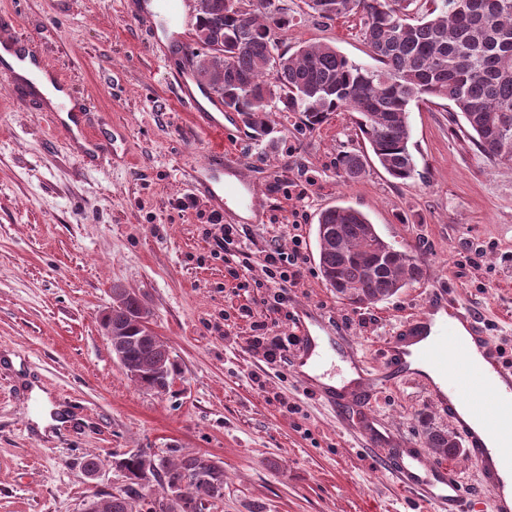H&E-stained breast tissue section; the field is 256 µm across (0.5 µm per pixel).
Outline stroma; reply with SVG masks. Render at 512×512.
I'll list each match as a JSON object with an SVG mask.
<instances>
[{
  "instance_id": "1",
  "label": "stroma",
  "mask_w": 512,
  "mask_h": 512,
  "mask_svg": "<svg viewBox=\"0 0 512 512\" xmlns=\"http://www.w3.org/2000/svg\"><path fill=\"white\" fill-rule=\"evenodd\" d=\"M288 14L280 49L330 43L353 62L373 60L359 15L318 18L304 0ZM143 0H0V30L31 42L73 90L97 140L78 153L34 100L0 78V512H84L124 490L120 462L144 449L204 456L224 469V495L206 512H425L384 473V451L365 446L296 377L294 360L269 363L260 326L294 336L316 312L365 362L375 389L368 419L393 443L424 449L422 431L454 432L421 385L389 380L382 346L433 292L470 306L512 360V163L487 161L448 102L412 107L417 173L402 182L377 162L345 179L338 155L364 149L350 113L313 129L269 115L274 142L224 115L229 161L254 185L263 220L238 224L248 265L232 271L217 248L223 210L186 174L211 142L193 126L175 79L185 59L147 47ZM363 212L395 248L413 247L424 276L390 299L341 303L318 267L319 213ZM301 244L307 261L284 284L263 271L269 245ZM150 310L177 365L166 391L133 384L101 327L113 287ZM46 394V401L32 396ZM68 425L40 434L36 415ZM95 455L96 476L84 469Z\"/></svg>"
}]
</instances>
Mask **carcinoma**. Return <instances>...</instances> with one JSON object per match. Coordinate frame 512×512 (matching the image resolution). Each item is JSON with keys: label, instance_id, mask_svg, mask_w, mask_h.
Listing matches in <instances>:
<instances>
[{"label": "carcinoma", "instance_id": "obj_1", "mask_svg": "<svg viewBox=\"0 0 512 512\" xmlns=\"http://www.w3.org/2000/svg\"><path fill=\"white\" fill-rule=\"evenodd\" d=\"M321 18L352 11L361 15V35L377 62L357 64L335 46L300 42L279 51L272 30L288 27V15L271 10V0H194V35L207 34L190 52L199 84L237 113L258 139L274 132L271 112H292L311 129L334 112H349L371 154L345 152L337 168L356 179L374 157L385 172L405 182L414 178L410 149V105L443 98L464 117L470 137L488 160L512 161V0H306ZM319 269L342 303L376 304L419 281L424 262L413 249L399 250L378 234L361 211L331 206L320 212ZM377 251L384 266L369 275L366 262ZM150 311L124 288L112 289V333L129 336L127 363L142 373L136 384L161 392L175 369L167 346L135 327ZM436 458L460 456L446 431L424 433ZM149 464L131 453L122 465L131 483L100 498L97 512H140L137 472ZM156 476L176 495L151 502L148 512H203L205 502L224 489V470L201 456L154 460Z\"/></svg>", "mask_w": 512, "mask_h": 512}]
</instances>
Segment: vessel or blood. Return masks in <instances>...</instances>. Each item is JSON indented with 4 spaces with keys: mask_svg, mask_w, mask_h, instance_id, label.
<instances>
[{
    "mask_svg": "<svg viewBox=\"0 0 512 512\" xmlns=\"http://www.w3.org/2000/svg\"><path fill=\"white\" fill-rule=\"evenodd\" d=\"M185 6V0H157L156 15L170 43L183 40ZM0 47L15 51L26 69L19 75L0 62L1 76L35 90L46 81L66 89V81L48 69L36 51L20 49L16 38L1 36ZM189 116L203 133L218 139L209 162L190 174L192 190L229 217L238 209L256 211L257 196L247 178L238 176L233 184L225 180L229 168L223 162L224 149L219 142L224 135L222 114L195 104ZM440 311L447 319L438 323L434 316ZM298 335L300 342L294 352L297 376L307 389L319 392L337 416H345L351 402L369 397L371 379L364 362L340 336L327 330L319 317L299 325ZM383 354L393 377L408 375L414 362L431 367L441 377L442 386L429 390L438 412L456 419V403L467 406L471 421L458 422L456 430L493 500L495 512H512L504 501L505 479L512 476V366L505 364L491 345L480 317L452 298L431 294L422 312L402 321L395 335L387 339ZM338 359L347 364L350 379L339 387L321 382L320 371ZM389 469L398 488L416 493L432 512H458L464 488L455 467H442L421 453L398 448Z\"/></svg>",
    "mask_w": 512,
    "mask_h": 512,
    "instance_id": "obj_1",
    "label": "vessel or blood"
}]
</instances>
